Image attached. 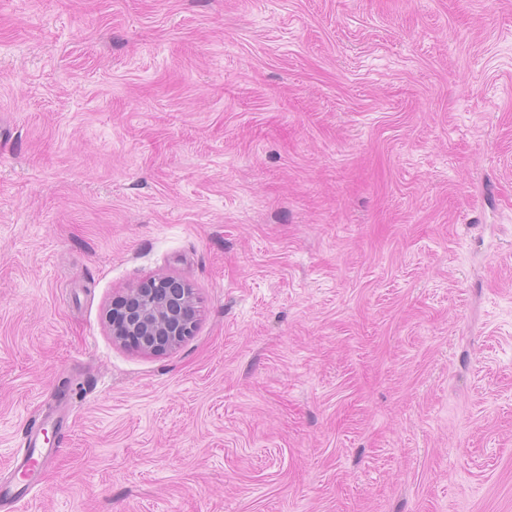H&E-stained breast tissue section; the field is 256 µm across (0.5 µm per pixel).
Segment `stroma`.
Here are the masks:
<instances>
[{"label":"stroma","mask_w":512,"mask_h":512,"mask_svg":"<svg viewBox=\"0 0 512 512\" xmlns=\"http://www.w3.org/2000/svg\"><path fill=\"white\" fill-rule=\"evenodd\" d=\"M34 429L0 512H512V0H0V481ZM134 301L108 313L112 341L130 343L136 338L142 351L160 353L179 346L193 332L194 289L176 279L159 278L151 288H131Z\"/></svg>","instance_id":"35a3bbf8"}]
</instances>
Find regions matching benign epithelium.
Listing matches in <instances>:
<instances>
[{"label": "benign epithelium", "mask_w": 512, "mask_h": 512, "mask_svg": "<svg viewBox=\"0 0 512 512\" xmlns=\"http://www.w3.org/2000/svg\"><path fill=\"white\" fill-rule=\"evenodd\" d=\"M131 305L109 311L112 341L126 344L137 340V347L160 353L179 346L194 328V289L176 279L160 278L150 288H131Z\"/></svg>", "instance_id": "obj_1"}]
</instances>
